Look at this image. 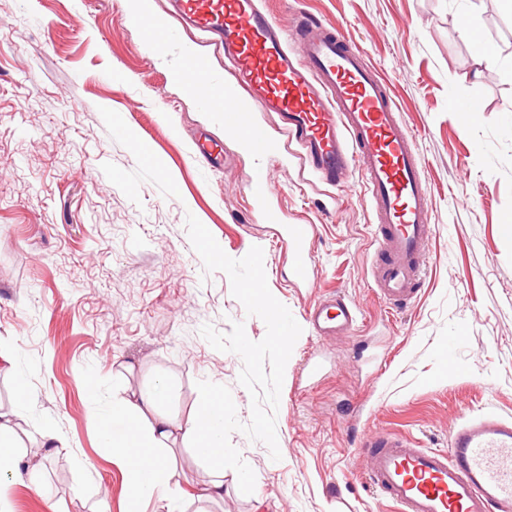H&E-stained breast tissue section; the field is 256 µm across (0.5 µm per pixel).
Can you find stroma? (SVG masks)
I'll list each match as a JSON object with an SVG mask.
<instances>
[{
    "label": "stroma",
    "instance_id": "obj_1",
    "mask_svg": "<svg viewBox=\"0 0 512 512\" xmlns=\"http://www.w3.org/2000/svg\"><path fill=\"white\" fill-rule=\"evenodd\" d=\"M285 28L302 17L338 25L386 78L424 160L435 234L414 303L393 311L372 288V213L354 179L338 187L284 158L266 161L272 206L312 221V286L250 213L252 157L170 81L173 53L146 43L130 0H0V413L36 481L0 483L5 512H128L126 475L95 420L142 388L163 385V412L190 421L197 381L230 388L241 422L251 397L243 363L215 350L203 325L264 322L205 272L186 229L194 215L224 252L261 247L268 287L297 322L318 299L353 300L362 323L319 338L304 328L276 414L280 460L240 432L252 467L243 494L200 505L209 476L190 439L165 451L169 499L139 512H396L369 485L360 445L389 431L425 448L448 445L460 418L512 417V11L501 0H262ZM476 29L498 59L480 66ZM480 108L463 120L461 107ZM230 150L209 168L195 143ZM26 398H18V383ZM52 427L59 448L40 447Z\"/></svg>",
    "mask_w": 512,
    "mask_h": 512
}]
</instances>
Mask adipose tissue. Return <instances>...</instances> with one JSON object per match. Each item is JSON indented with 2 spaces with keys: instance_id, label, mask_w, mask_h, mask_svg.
<instances>
[{
  "instance_id": "ef3b65f1",
  "label": "adipose tissue",
  "mask_w": 512,
  "mask_h": 512,
  "mask_svg": "<svg viewBox=\"0 0 512 512\" xmlns=\"http://www.w3.org/2000/svg\"><path fill=\"white\" fill-rule=\"evenodd\" d=\"M162 395L163 388L158 385L142 391L137 401L117 403L112 409V416L123 422L121 433H113L106 421L98 423L102 437L125 469L131 504L146 499H166L169 465L162 450L173 433L180 429L211 464L210 478L205 484V499H223V396L215 391L207 392L195 418L181 428L171 417L158 412L157 405Z\"/></svg>"
}]
</instances>
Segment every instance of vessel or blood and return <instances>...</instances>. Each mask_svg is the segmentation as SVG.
I'll use <instances>...</instances> for the list:
<instances>
[{
    "label": "vessel or blood",
    "instance_id": "b4317fda",
    "mask_svg": "<svg viewBox=\"0 0 512 512\" xmlns=\"http://www.w3.org/2000/svg\"><path fill=\"white\" fill-rule=\"evenodd\" d=\"M133 21L151 44L177 49L173 80L255 159L254 206L263 223L275 225L295 282L314 279V227L284 223L268 206L264 166L289 147L300 166L328 185L362 179L382 256L372 269L375 290L394 306L417 296L435 231L431 197L389 83L363 51L348 45L337 26L308 18L298 35H288L262 0H168L165 10L135 14ZM187 31L223 52V70L209 55L182 46ZM260 112L276 116L275 128L257 121ZM359 320L357 305L341 295L322 298L307 313L319 336L352 330ZM362 446L369 483L399 512H512L511 418L468 416L454 425L444 449L384 432L370 434Z\"/></svg>",
    "mask_w": 512,
    "mask_h": 512
}]
</instances>
